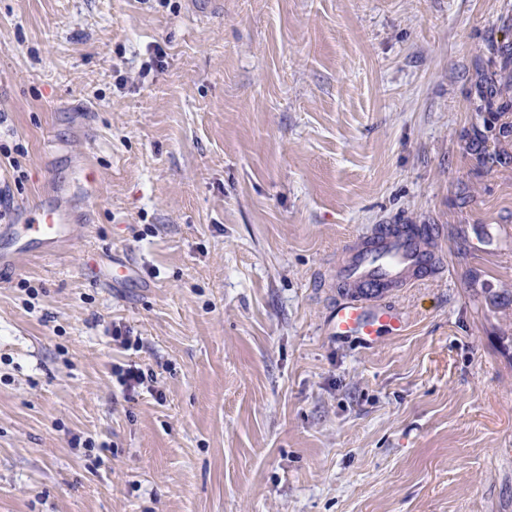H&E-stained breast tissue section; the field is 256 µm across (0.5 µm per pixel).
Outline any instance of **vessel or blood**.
Instances as JSON below:
<instances>
[{"label": "vessel or blood", "mask_w": 512, "mask_h": 512, "mask_svg": "<svg viewBox=\"0 0 512 512\" xmlns=\"http://www.w3.org/2000/svg\"><path fill=\"white\" fill-rule=\"evenodd\" d=\"M82 229L76 217L50 203L25 204L20 223L10 225L12 247L0 249V266L16 265L32 252H57L74 242ZM432 224H383L346 244L336 259L335 279L345 298L336 306L330 332L373 342L399 336L404 321L385 299L424 276L432 275L439 259L429 245L437 236Z\"/></svg>", "instance_id": "b4317fda"}]
</instances>
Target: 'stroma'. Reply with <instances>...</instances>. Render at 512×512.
<instances>
[{
	"label": "stroma",
	"instance_id": "obj_1",
	"mask_svg": "<svg viewBox=\"0 0 512 512\" xmlns=\"http://www.w3.org/2000/svg\"><path fill=\"white\" fill-rule=\"evenodd\" d=\"M223 2L0 0V225L98 182L0 270V512H512V0ZM375 224L444 270L367 346ZM19 224L9 225L15 241L10 248L0 249V267L17 265L20 259L32 256L33 249L51 254L68 243L74 242L84 229L73 214L65 213L47 201L38 198L25 204ZM437 235L433 224H381L346 244L334 275L345 298L336 305L330 334L368 343L402 335L403 318L382 299L437 270L439 259L428 245Z\"/></svg>",
	"mask_w": 512,
	"mask_h": 512
}]
</instances>
